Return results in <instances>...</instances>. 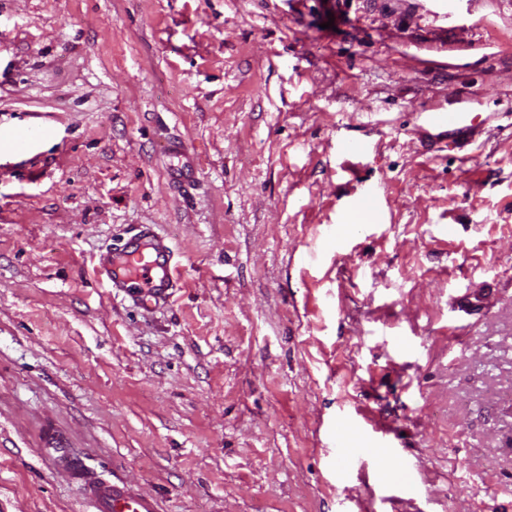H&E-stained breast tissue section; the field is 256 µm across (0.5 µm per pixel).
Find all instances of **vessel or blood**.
I'll return each instance as SVG.
<instances>
[{"label":"vessel or blood","instance_id":"b4317fda","mask_svg":"<svg viewBox=\"0 0 512 512\" xmlns=\"http://www.w3.org/2000/svg\"><path fill=\"white\" fill-rule=\"evenodd\" d=\"M424 123L428 138H444L455 146L472 142L478 132L473 113L463 109L426 113ZM167 155L170 182L197 180V160L182 142L171 141ZM95 270L108 288L148 303L167 301L180 284L173 249L148 224L142 225L122 246L101 254ZM70 468L81 481L92 512H157L152 500L132 494L125 486L101 480L75 462Z\"/></svg>","mask_w":512,"mask_h":512}]
</instances>
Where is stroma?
<instances>
[{"mask_svg":"<svg viewBox=\"0 0 512 512\" xmlns=\"http://www.w3.org/2000/svg\"><path fill=\"white\" fill-rule=\"evenodd\" d=\"M143 224L150 308L94 272ZM66 457L159 512H512V0H0V512H87ZM476 116L464 109L428 112L424 117V133L428 138L448 140V145L461 146L472 142L477 135ZM169 158L167 176L172 183H191L198 179L195 156L180 142L173 140L167 146Z\"/></svg>","mask_w":512,"mask_h":512,"instance_id":"1","label":"stroma"}]
</instances>
